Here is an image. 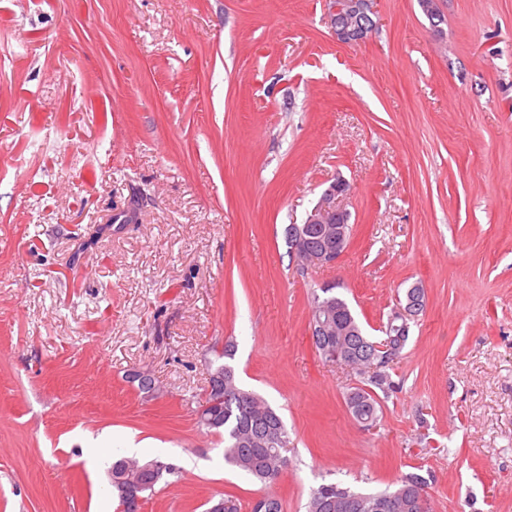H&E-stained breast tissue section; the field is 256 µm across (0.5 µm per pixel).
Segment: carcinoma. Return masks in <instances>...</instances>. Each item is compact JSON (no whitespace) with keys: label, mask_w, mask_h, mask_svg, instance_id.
<instances>
[{"label":"carcinoma","mask_w":512,"mask_h":512,"mask_svg":"<svg viewBox=\"0 0 512 512\" xmlns=\"http://www.w3.org/2000/svg\"><path fill=\"white\" fill-rule=\"evenodd\" d=\"M312 314L329 315L337 335L321 336L315 347L323 358H328L324 345L335 347L346 355L345 367L360 378V384L346 393L345 403L352 418L363 423H377L381 410L378 394L388 397L397 392L400 384L392 379L391 371L401 357L409 334L397 335L392 326L398 321L387 319L386 328L396 336L398 349L393 357L374 355L375 339L366 334L345 299L333 293V287L322 288V294L311 295ZM224 372V392L208 393L205 402L212 407L215 421L207 430L224 432V463L247 475L264 487L274 484L285 467L290 439L281 414L269 401L244 386L235 368L229 364L218 366ZM426 478L409 472L393 486L382 491L354 489L336 482H325L313 488L307 502V512H344L339 500L349 497L367 504L361 512H376L374 505L384 502L385 512H430V506H419Z\"/></svg>","instance_id":"carcinoma-1"}]
</instances>
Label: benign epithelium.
Returning <instances> with one entry per match:
<instances>
[{
	"mask_svg": "<svg viewBox=\"0 0 512 512\" xmlns=\"http://www.w3.org/2000/svg\"><path fill=\"white\" fill-rule=\"evenodd\" d=\"M376 0H327V17L333 35L341 44L352 45L366 39L376 27L374 21ZM346 194V183L334 182L308 213L303 226L295 234L293 252L306 263L332 265L342 254L338 245L347 233L349 213L336 204V198ZM321 230L317 242H311L307 233L312 228ZM163 469L156 462L149 467L137 466L134 471H125L120 480V494L141 507L144 497L139 491L149 486L152 476Z\"/></svg>",
	"mask_w": 512,
	"mask_h": 512,
	"instance_id": "1",
	"label": "benign epithelium"
}]
</instances>
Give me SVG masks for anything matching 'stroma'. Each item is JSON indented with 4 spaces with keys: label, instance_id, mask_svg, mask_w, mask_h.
<instances>
[{
    "label": "stroma",
    "instance_id": "35a3bbf8",
    "mask_svg": "<svg viewBox=\"0 0 512 512\" xmlns=\"http://www.w3.org/2000/svg\"><path fill=\"white\" fill-rule=\"evenodd\" d=\"M442 9L377 0L347 46L326 0H0V512H114L130 437L182 471L141 512H250L195 419L228 341L285 512L415 470L433 512H512V0ZM339 178L350 242L300 268L285 229ZM328 284L372 335L425 293L373 428L310 337Z\"/></svg>",
    "mask_w": 512,
    "mask_h": 512
}]
</instances>
